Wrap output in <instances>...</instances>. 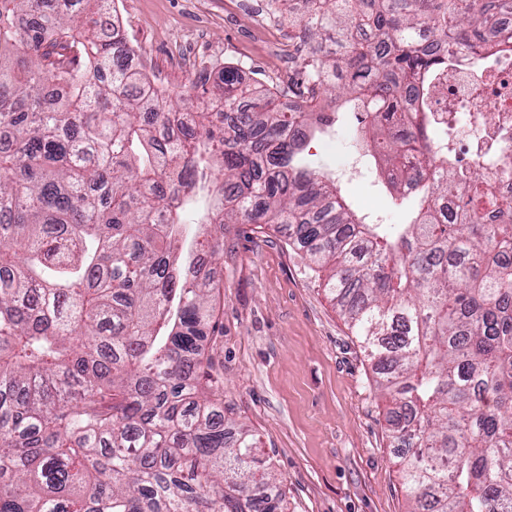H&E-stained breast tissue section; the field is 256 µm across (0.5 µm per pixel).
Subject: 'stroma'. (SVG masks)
Segmentation results:
<instances>
[{
    "instance_id": "35a3bbf8",
    "label": "stroma",
    "mask_w": 512,
    "mask_h": 512,
    "mask_svg": "<svg viewBox=\"0 0 512 512\" xmlns=\"http://www.w3.org/2000/svg\"><path fill=\"white\" fill-rule=\"evenodd\" d=\"M134 52L164 78L172 100L194 96L198 112L222 67L243 84L296 76L300 63L267 56L233 0H118ZM375 171L347 180L354 205L383 223L403 212ZM220 285L223 335L206 340L226 416L249 426L281 480L286 512H410L386 418L388 397L361 345L325 295L318 272L285 230L224 227V255L199 254Z\"/></svg>"
}]
</instances>
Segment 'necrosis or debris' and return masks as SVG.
I'll return each instance as SVG.
<instances>
[{
	"label": "necrosis or debris",
	"mask_w": 512,
	"mask_h": 512,
	"mask_svg": "<svg viewBox=\"0 0 512 512\" xmlns=\"http://www.w3.org/2000/svg\"><path fill=\"white\" fill-rule=\"evenodd\" d=\"M512 15L490 30L484 48L474 55L454 56L442 85L433 91V126L448 134V152L434 142L419 156L431 167L442 158L459 171L477 168L492 176L496 196L512 200Z\"/></svg>",
	"instance_id": "obj_1"
}]
</instances>
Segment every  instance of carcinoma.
Returning a JSON list of instances; mask_svg holds the SVG:
<instances>
[{
	"mask_svg": "<svg viewBox=\"0 0 512 512\" xmlns=\"http://www.w3.org/2000/svg\"><path fill=\"white\" fill-rule=\"evenodd\" d=\"M52 2L0 0V512H284L255 438L201 387L216 286L174 249L212 168L198 223L283 225L326 271L394 402L413 512H512V266L489 252L512 250V202L486 223L473 201L493 186L447 167L381 224L304 155L364 112L359 149L399 189L429 135L403 103L428 111L443 46L473 49L512 0H304L306 110L226 67L222 120L159 111L106 0Z\"/></svg>",
	"mask_w": 512,
	"mask_h": 512,
	"instance_id": "1",
	"label": "carcinoma"
}]
</instances>
